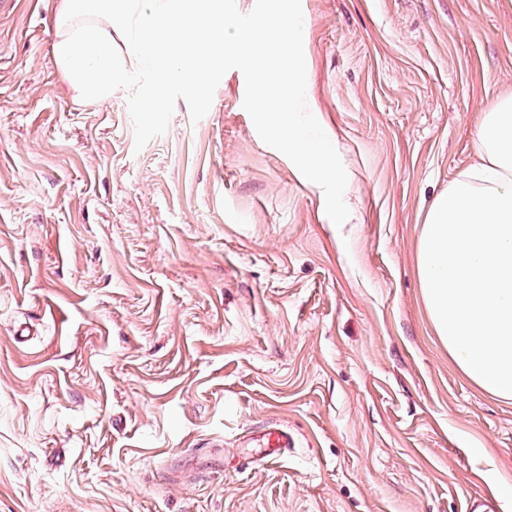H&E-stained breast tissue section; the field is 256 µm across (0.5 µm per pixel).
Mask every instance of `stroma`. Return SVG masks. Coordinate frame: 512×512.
Returning <instances> with one entry per match:
<instances>
[{
    "label": "stroma",
    "instance_id": "1",
    "mask_svg": "<svg viewBox=\"0 0 512 512\" xmlns=\"http://www.w3.org/2000/svg\"><path fill=\"white\" fill-rule=\"evenodd\" d=\"M0 14V512H463L512 484V401L455 365L417 245L512 94V0H302L358 223L259 137L245 79L134 148L82 102L60 0ZM26 338H18L21 327ZM292 445L254 446L270 424Z\"/></svg>",
    "mask_w": 512,
    "mask_h": 512
}]
</instances>
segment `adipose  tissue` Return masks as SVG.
<instances>
[{
  "label": "adipose tissue",
  "instance_id": "1",
  "mask_svg": "<svg viewBox=\"0 0 512 512\" xmlns=\"http://www.w3.org/2000/svg\"><path fill=\"white\" fill-rule=\"evenodd\" d=\"M477 155L425 213L418 274L454 363L512 400V95L480 112Z\"/></svg>",
  "mask_w": 512,
  "mask_h": 512
}]
</instances>
